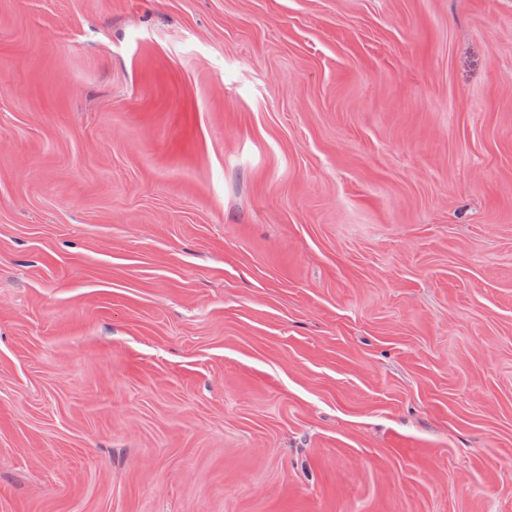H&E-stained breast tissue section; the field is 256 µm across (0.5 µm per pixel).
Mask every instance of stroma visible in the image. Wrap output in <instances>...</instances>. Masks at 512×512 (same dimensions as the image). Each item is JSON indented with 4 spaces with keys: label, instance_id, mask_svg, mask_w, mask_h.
<instances>
[{
    "label": "stroma",
    "instance_id": "obj_1",
    "mask_svg": "<svg viewBox=\"0 0 512 512\" xmlns=\"http://www.w3.org/2000/svg\"><path fill=\"white\" fill-rule=\"evenodd\" d=\"M0 512H512V0H0Z\"/></svg>",
    "mask_w": 512,
    "mask_h": 512
}]
</instances>
